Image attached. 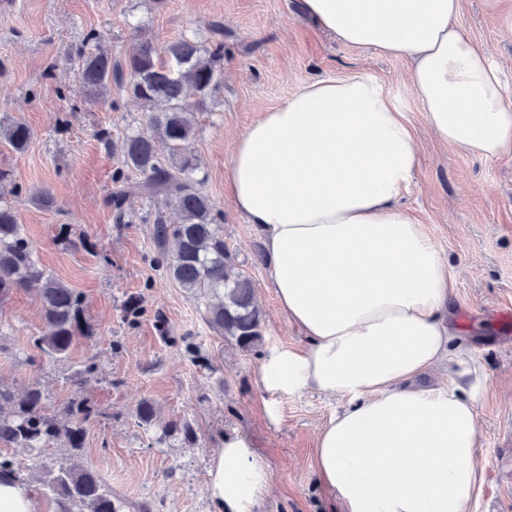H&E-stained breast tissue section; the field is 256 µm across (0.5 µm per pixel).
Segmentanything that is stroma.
Returning <instances> with one entry per match:
<instances>
[{
  "mask_svg": "<svg viewBox=\"0 0 512 512\" xmlns=\"http://www.w3.org/2000/svg\"><path fill=\"white\" fill-rule=\"evenodd\" d=\"M139 23L157 41L186 33L205 44L212 24L224 26V69L196 115L192 147L206 177L202 189L223 212L224 239L265 314L255 349L213 330L204 299L154 263L153 226L144 219L152 203L131 197L124 224L106 205L122 166L112 145L143 127L147 110L117 85L107 96H85L76 52L92 32L113 58H124ZM455 23L487 52L512 98V0H462ZM357 73L384 86L415 133L421 164L401 203L447 262L463 339L488 374L477 406L486 468L474 512H512V324L494 319L512 306V153L480 158L439 142L412 95L408 60L331 40L304 16L302 0H14L0 12V120H24L34 138L22 154L0 141V167L21 187L8 201L38 260L85 295L97 336L75 343L64 364L47 363L33 345L44 331L40 300L15 290L0 303V381L39 383L51 407L72 399L95 405L81 462L100 473L121 512H226L211 480L231 438L247 440L265 472L268 489L253 512H332L311 459L319 426L340 403L315 392L272 393L258 381L271 348L303 341L279 306L270 265L255 260L263 240L225 191L224 168L257 108L317 78ZM39 188L50 190L55 208L34 203ZM132 295L144 313L130 323L122 305ZM159 315L166 330L156 325ZM187 333L200 359L168 342ZM90 359L95 377L73 382ZM144 400L157 410L148 429L135 417ZM173 419L188 421L195 440L163 434Z\"/></svg>",
  "mask_w": 512,
  "mask_h": 512,
  "instance_id": "1",
  "label": "stroma"
}]
</instances>
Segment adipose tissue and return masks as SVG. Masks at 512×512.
<instances>
[{
    "label": "adipose tissue",
    "mask_w": 512,
    "mask_h": 512,
    "mask_svg": "<svg viewBox=\"0 0 512 512\" xmlns=\"http://www.w3.org/2000/svg\"><path fill=\"white\" fill-rule=\"evenodd\" d=\"M338 42L409 60L430 132L492 158L512 152V102L487 54L454 23L460 0H303ZM421 162L404 113L376 80L302 84L259 111L224 170L235 209L258 225L280 307L305 339L258 367L269 391L341 407L313 451L340 512H473L485 460L477 405L484 365L460 339L454 281L399 198ZM444 386H418L424 371ZM266 477L245 440H226L212 493L252 512Z\"/></svg>",
    "instance_id": "1"
}]
</instances>
